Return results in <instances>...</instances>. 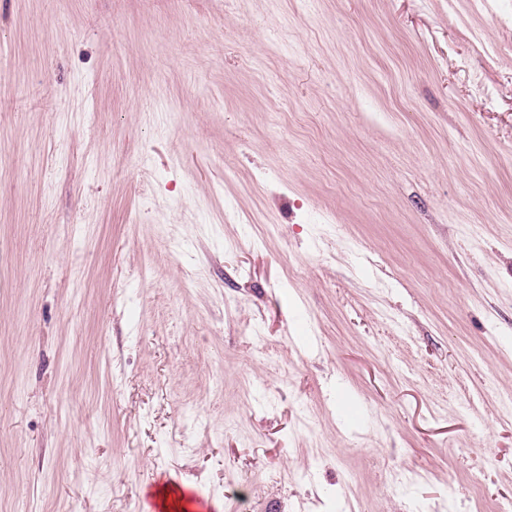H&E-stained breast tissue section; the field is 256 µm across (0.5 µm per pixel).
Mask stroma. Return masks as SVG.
<instances>
[{
  "label": "stroma",
  "mask_w": 512,
  "mask_h": 512,
  "mask_svg": "<svg viewBox=\"0 0 512 512\" xmlns=\"http://www.w3.org/2000/svg\"><path fill=\"white\" fill-rule=\"evenodd\" d=\"M507 397V0H0V512H499ZM183 489L194 491L195 486L191 483H183L182 487L164 485L157 487L150 495L162 512H192L196 509L197 500Z\"/></svg>",
  "instance_id": "1"
}]
</instances>
